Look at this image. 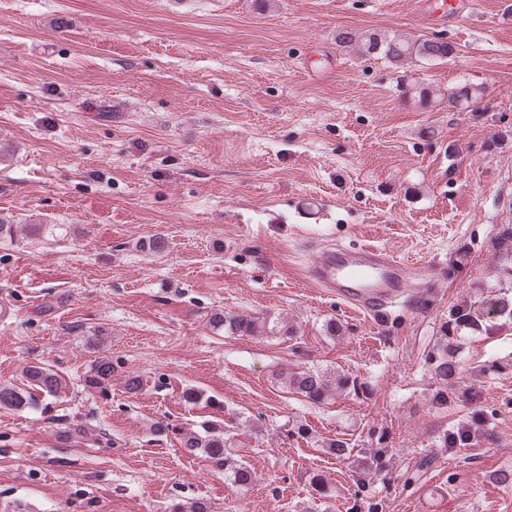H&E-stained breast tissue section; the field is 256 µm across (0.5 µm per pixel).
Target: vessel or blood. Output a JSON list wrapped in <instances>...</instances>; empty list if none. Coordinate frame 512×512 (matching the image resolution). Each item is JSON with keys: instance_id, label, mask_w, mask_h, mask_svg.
Listing matches in <instances>:
<instances>
[{"instance_id": "vessel-or-blood-1", "label": "vessel or blood", "mask_w": 512, "mask_h": 512, "mask_svg": "<svg viewBox=\"0 0 512 512\" xmlns=\"http://www.w3.org/2000/svg\"><path fill=\"white\" fill-rule=\"evenodd\" d=\"M308 277L314 285L335 289L338 297L372 314L383 312L410 285L405 263L374 247L359 252L345 247L318 252L308 267Z\"/></svg>"}]
</instances>
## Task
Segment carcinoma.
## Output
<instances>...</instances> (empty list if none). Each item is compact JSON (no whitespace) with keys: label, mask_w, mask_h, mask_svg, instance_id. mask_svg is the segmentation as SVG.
I'll return each instance as SVG.
<instances>
[{"label":"carcinoma","mask_w":512,"mask_h":512,"mask_svg":"<svg viewBox=\"0 0 512 512\" xmlns=\"http://www.w3.org/2000/svg\"><path fill=\"white\" fill-rule=\"evenodd\" d=\"M341 46H354L362 56L379 55L393 65L402 64L409 59L433 61L454 55L455 47L444 40L422 39L409 41L396 35L385 33H358L343 30L336 35ZM482 95L480 87L470 83H461L441 93L440 102L454 108L468 109ZM492 248L499 259L512 263V224H503L497 230ZM497 317L512 320V296L503 293L489 303L483 310H475L463 301L455 305L448 319L439 326V338L429 355V372L438 384L436 400L443 405L448 403L452 389L465 374V367L456 355L455 343L464 333L481 331L487 319ZM209 323L214 330L237 336H272L282 340H292L296 335L294 325L282 318L260 319L251 315L230 314L224 311L211 315ZM24 384H0V409L21 410L43 397L55 396L63 387L62 378L52 369L42 365H28L23 369ZM112 379V363L102 358L96 361L92 374L86 379L90 386H100ZM280 383L290 392L304 398L314 406L322 405L336 395H345L370 389L365 382L349 373H342L330 379L326 373L315 367L296 369L280 375ZM458 399L468 410V419L445 429L437 436V444L442 448H474L486 440L488 433L483 429L478 394H461ZM181 447L191 454L201 453L206 460L218 469L224 470L230 480L242 489L249 488L254 482L252 471L236 462L227 452L230 437L224 434V426L212 421L201 422L185 427L179 434Z\"/></svg>","instance_id":"carcinoma-1"}]
</instances>
